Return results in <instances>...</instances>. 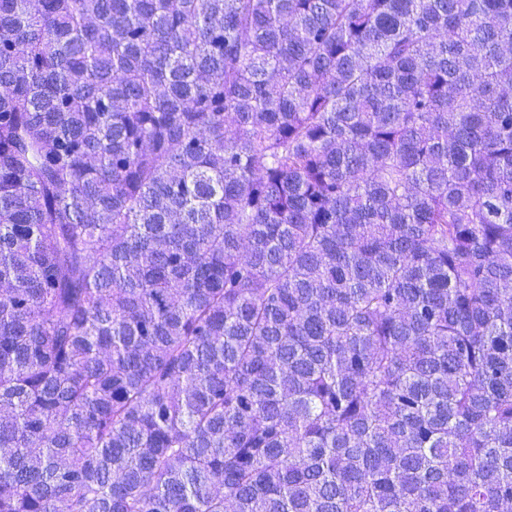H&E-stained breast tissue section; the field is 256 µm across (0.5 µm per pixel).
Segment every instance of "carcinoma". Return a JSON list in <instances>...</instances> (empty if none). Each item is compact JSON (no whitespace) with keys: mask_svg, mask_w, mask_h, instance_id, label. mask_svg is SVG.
<instances>
[{"mask_svg":"<svg viewBox=\"0 0 512 512\" xmlns=\"http://www.w3.org/2000/svg\"><path fill=\"white\" fill-rule=\"evenodd\" d=\"M0 512H512V0H0Z\"/></svg>","mask_w":512,"mask_h":512,"instance_id":"obj_1","label":"carcinoma"}]
</instances>
